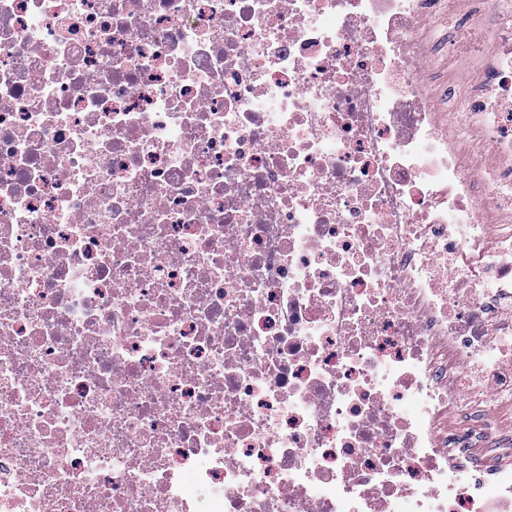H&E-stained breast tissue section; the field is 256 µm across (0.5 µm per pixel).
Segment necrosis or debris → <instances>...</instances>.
Listing matches in <instances>:
<instances>
[{
	"mask_svg": "<svg viewBox=\"0 0 512 512\" xmlns=\"http://www.w3.org/2000/svg\"><path fill=\"white\" fill-rule=\"evenodd\" d=\"M487 409L512 0H0V512H512Z\"/></svg>",
	"mask_w": 512,
	"mask_h": 512,
	"instance_id": "necrosis-or-debris-1",
	"label": "necrosis or debris"
}]
</instances>
